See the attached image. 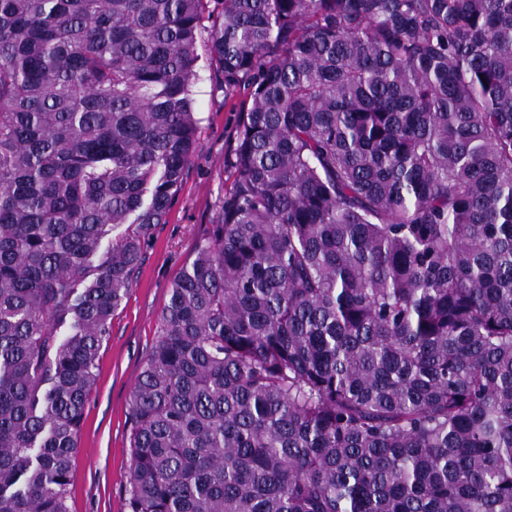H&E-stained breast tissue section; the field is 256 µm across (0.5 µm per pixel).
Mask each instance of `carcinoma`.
I'll return each mask as SVG.
<instances>
[{
  "label": "carcinoma",
  "mask_w": 512,
  "mask_h": 512,
  "mask_svg": "<svg viewBox=\"0 0 512 512\" xmlns=\"http://www.w3.org/2000/svg\"><path fill=\"white\" fill-rule=\"evenodd\" d=\"M205 7L0 0V512H69L206 62L247 90L234 178L131 392L127 512H512V0H224L204 58Z\"/></svg>",
  "instance_id": "carcinoma-1"
}]
</instances>
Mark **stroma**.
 <instances>
[{"instance_id":"35a3bbf8","label":"stroma","mask_w":512,"mask_h":512,"mask_svg":"<svg viewBox=\"0 0 512 512\" xmlns=\"http://www.w3.org/2000/svg\"><path fill=\"white\" fill-rule=\"evenodd\" d=\"M244 99L240 92L225 95L217 66L203 72L196 95L200 130L194 156L166 222L150 233L143 262L100 350L99 381L85 408L68 486L70 512H127L131 391L157 338L169 290L233 180L228 159Z\"/></svg>"}]
</instances>
